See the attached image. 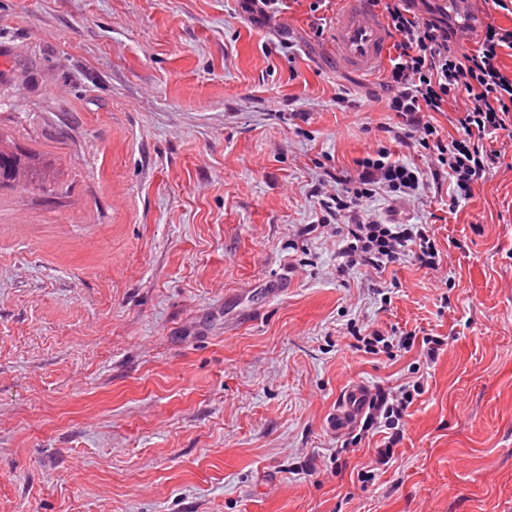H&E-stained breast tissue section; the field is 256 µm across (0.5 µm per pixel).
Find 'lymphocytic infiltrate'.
<instances>
[{"instance_id": "lymphocytic-infiltrate-1", "label": "lymphocytic infiltrate", "mask_w": 512, "mask_h": 512, "mask_svg": "<svg viewBox=\"0 0 512 512\" xmlns=\"http://www.w3.org/2000/svg\"><path fill=\"white\" fill-rule=\"evenodd\" d=\"M371 2L392 30L393 54L380 86L387 95L386 108L395 117L393 137L427 150L431 166L421 169L381 148L359 160L357 176L344 194L323 198L344 240L336 268L342 276L359 267L382 273L407 256L419 267L436 269L441 256L429 225L381 223L365 210V201L383 192L417 197L428 175L449 178L451 202L468 199L501 156L487 147V140L512 130V74L504 72L500 61L504 51H512V27L487 23L477 47L461 55L453 47L458 30L445 15L433 11L418 17L417 0ZM462 92L469 105L456 119L457 136L448 139L433 115L455 105ZM411 402L406 389L397 395L381 388L372 399L368 422L389 430V445L400 441V420Z\"/></svg>"}]
</instances>
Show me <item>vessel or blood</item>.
I'll return each instance as SVG.
<instances>
[{"instance_id": "1", "label": "vessel or blood", "mask_w": 512, "mask_h": 512, "mask_svg": "<svg viewBox=\"0 0 512 512\" xmlns=\"http://www.w3.org/2000/svg\"><path fill=\"white\" fill-rule=\"evenodd\" d=\"M333 40L339 66L361 73L379 69L391 42L388 23L377 14L368 0H340L333 21ZM369 399L363 384L355 383L342 394L333 423L343 432L363 415Z\"/></svg>"}]
</instances>
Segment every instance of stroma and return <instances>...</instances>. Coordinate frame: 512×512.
Listing matches in <instances>:
<instances>
[{
    "label": "stroma",
    "instance_id": "obj_1",
    "mask_svg": "<svg viewBox=\"0 0 512 512\" xmlns=\"http://www.w3.org/2000/svg\"><path fill=\"white\" fill-rule=\"evenodd\" d=\"M431 9L471 45L512 26L491 0ZM311 23L0 0V134L51 163L0 188V512H512V138L456 214L445 179L370 201L438 215L437 269L337 275L321 193L380 147L420 156ZM369 326L447 343L368 353ZM418 381L388 463L377 429L332 427L351 383Z\"/></svg>",
    "mask_w": 512,
    "mask_h": 512
}]
</instances>
